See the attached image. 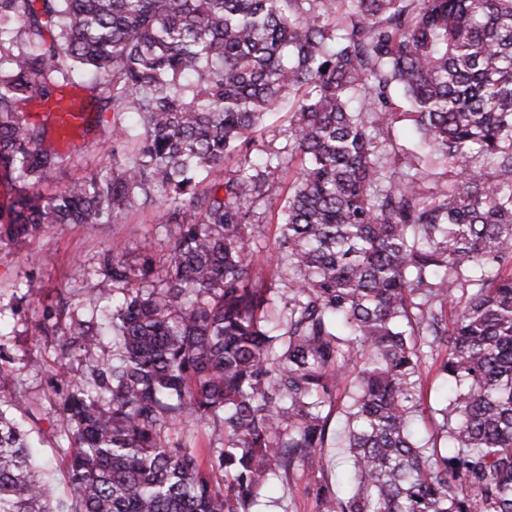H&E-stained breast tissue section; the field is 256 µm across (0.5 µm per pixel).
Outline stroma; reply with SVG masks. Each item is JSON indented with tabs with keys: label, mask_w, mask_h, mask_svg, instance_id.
<instances>
[{
	"label": "stroma",
	"mask_w": 512,
	"mask_h": 512,
	"mask_svg": "<svg viewBox=\"0 0 512 512\" xmlns=\"http://www.w3.org/2000/svg\"><path fill=\"white\" fill-rule=\"evenodd\" d=\"M91 117L88 131L63 135L53 130L47 135L48 143L62 157L59 184L109 161L102 146L112 115L96 109ZM134 222L140 235L114 232L109 224H54L23 247L0 243V352L10 361L0 380V398H23L30 412L27 423L43 442L36 460L45 468L56 496L69 490L59 451L63 422L57 409L58 394L67 382L87 380L112 341L102 337L98 349L75 348L69 358L60 359L62 338L42 331L44 313L49 308L58 311L63 325L73 318H88L84 300L100 278L105 249L114 246L135 258L142 254L144 242H153L159 250L165 248L166 237L158 232L152 213L136 214Z\"/></svg>",
	"instance_id": "stroma-1"
}]
</instances>
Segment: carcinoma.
<instances>
[{"mask_svg":"<svg viewBox=\"0 0 512 512\" xmlns=\"http://www.w3.org/2000/svg\"><path fill=\"white\" fill-rule=\"evenodd\" d=\"M68 86L112 112V165L43 195L62 158L22 112ZM279 110L288 143L255 148ZM0 180V242L171 228L44 327L63 356L112 336L59 404L69 498L0 399V512H255L299 470L315 512H512V0H0Z\"/></svg>","mask_w":512,"mask_h":512,"instance_id":"1","label":"carcinoma"}]
</instances>
